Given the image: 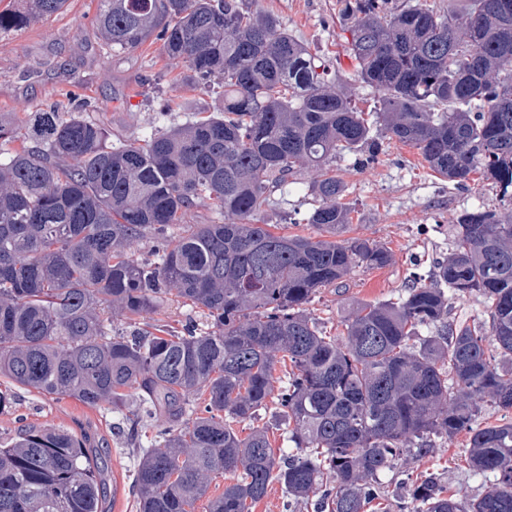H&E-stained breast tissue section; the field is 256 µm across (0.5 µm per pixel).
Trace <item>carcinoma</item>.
<instances>
[{"instance_id": "carcinoma-1", "label": "carcinoma", "mask_w": 512, "mask_h": 512, "mask_svg": "<svg viewBox=\"0 0 512 512\" xmlns=\"http://www.w3.org/2000/svg\"><path fill=\"white\" fill-rule=\"evenodd\" d=\"M65 4L17 0L0 33ZM340 13L357 78L380 93L372 121L322 59L240 0H99L112 53L154 38L193 78L217 80L207 116L110 145L104 125L74 113H0V377L90 406L125 407L135 392L130 430L144 415L157 437L139 449V512H194L226 474L208 512H252L273 480L317 512H363L385 496L381 472L463 431L467 466L494 482L468 500L431 473L400 512H512V420L476 425L485 402L512 411V217L460 213L430 280L356 307L340 336L306 313L354 268L391 260L343 237L336 157L372 163L387 137L454 184L477 174L512 199V0H341ZM306 173L307 223L322 238L255 223L275 188ZM201 201L218 223H182ZM472 294L488 321L448 322L449 298ZM173 299L206 310L208 328L145 321ZM114 311L130 330L107 326ZM271 404L286 456L265 429H237ZM102 493L87 439L30 427L0 442V512H103Z\"/></svg>"}]
</instances>
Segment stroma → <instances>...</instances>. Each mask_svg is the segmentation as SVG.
Returning a JSON list of instances; mask_svg holds the SVG:
<instances>
[{
  "mask_svg": "<svg viewBox=\"0 0 512 512\" xmlns=\"http://www.w3.org/2000/svg\"><path fill=\"white\" fill-rule=\"evenodd\" d=\"M244 2L251 11L276 16L347 81L359 107L373 110L379 95L355 75L347 34L337 21L338 0ZM97 7L98 0H67L58 14L0 34V113L21 121L30 112L67 103L74 93L82 113L102 123L110 142L116 143L141 136L163 120L166 99L178 100L181 110L174 115L178 121L209 111L210 96L199 89L182 62L165 58L159 42L150 40L126 53H107L94 25ZM334 168L345 186L343 201L353 209L350 235L383 245L392 259L378 269H353L339 287L322 290L308 304L310 316L331 334L341 330L357 305L395 297L418 278L428 277L435 261L449 252L450 226L457 213L480 208L512 214V201L502 198L491 183L471 181L464 187L449 183L416 150L385 138L376 163L364 168L355 157L343 156ZM274 197L276 206L260 214V223L320 237V230L307 222L306 176L289 178ZM13 393L11 408L0 413V438L32 426L86 437L103 470L104 512H137L135 458L120 414L25 388H14ZM467 439L464 433L450 440L434 439L428 455L405 458L383 472L384 506L368 512H398L407 492L406 480L433 471L443 473L448 493L467 499L480 496L494 476L468 469Z\"/></svg>",
  "mask_w": 512,
  "mask_h": 512,
  "instance_id": "1",
  "label": "stroma"
}]
</instances>
